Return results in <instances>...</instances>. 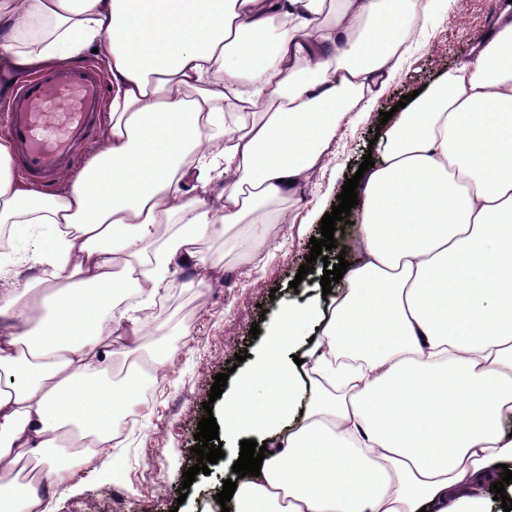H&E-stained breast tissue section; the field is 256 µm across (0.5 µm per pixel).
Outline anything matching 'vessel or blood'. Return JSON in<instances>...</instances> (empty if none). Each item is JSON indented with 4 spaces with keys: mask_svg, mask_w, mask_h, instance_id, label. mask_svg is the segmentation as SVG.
<instances>
[{
    "mask_svg": "<svg viewBox=\"0 0 512 512\" xmlns=\"http://www.w3.org/2000/svg\"><path fill=\"white\" fill-rule=\"evenodd\" d=\"M104 97L101 74L82 64H63L17 85L0 121L27 180L48 188L69 170L97 134Z\"/></svg>",
    "mask_w": 512,
    "mask_h": 512,
    "instance_id": "obj_1",
    "label": "vessel or blood"
}]
</instances>
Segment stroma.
<instances>
[{"label": "stroma", "mask_w": 512, "mask_h": 512, "mask_svg": "<svg viewBox=\"0 0 512 512\" xmlns=\"http://www.w3.org/2000/svg\"><path fill=\"white\" fill-rule=\"evenodd\" d=\"M495 0H437L414 25L415 38L402 52L399 65L383 92L363 98L348 113L331 147L305 186L291 219L268 227V244L254 251L246 237L232 244L205 237L195 246L199 258L215 266L207 285L197 283L191 268H182L181 281L169 285L157 312L158 325L142 336L144 354L162 360L158 378L139 391L126 415L119 443L90 467L53 490L54 512H220L215 496L224 466L211 465L183 489V472L195 465L197 424L212 402L215 418L223 416V400H210L216 374L228 373L226 392H234L241 373L251 369L252 355L267 343L270 319L282 308L303 305L320 294L325 264H337V251L328 261H309L311 238L319 236L321 219L337 205L346 179L355 175L381 113L390 111L402 96L444 77L488 28ZM313 269L297 288L290 281L300 265ZM258 335H251L252 326ZM248 353L244 362L229 361ZM184 503H177L179 492Z\"/></svg>", "instance_id": "obj_1"}]
</instances>
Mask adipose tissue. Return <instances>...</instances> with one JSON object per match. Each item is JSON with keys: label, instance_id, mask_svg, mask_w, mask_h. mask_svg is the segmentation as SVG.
Wrapping results in <instances>:
<instances>
[{"label": "adipose tissue", "instance_id": "1", "mask_svg": "<svg viewBox=\"0 0 512 512\" xmlns=\"http://www.w3.org/2000/svg\"><path fill=\"white\" fill-rule=\"evenodd\" d=\"M430 0H0V70L101 53L103 141L59 190L21 181L0 138V238L53 229L0 289V512L119 433L139 336L194 244L254 249L323 161L357 97L398 62ZM357 189L345 285L280 312L224 399V438L265 443L231 512H503L512 468V0L495 30L396 113ZM217 185L221 211L209 206ZM320 332L306 341L304 331ZM40 464L18 483L23 459Z\"/></svg>", "mask_w": 512, "mask_h": 512}]
</instances>
